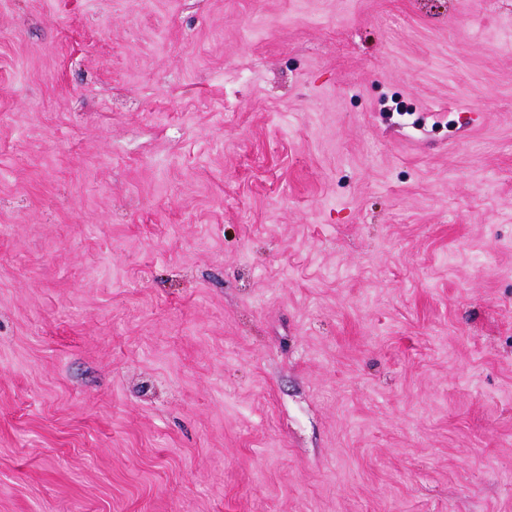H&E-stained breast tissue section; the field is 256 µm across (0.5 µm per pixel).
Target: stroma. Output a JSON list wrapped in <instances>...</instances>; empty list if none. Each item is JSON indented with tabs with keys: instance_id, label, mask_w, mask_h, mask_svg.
Returning a JSON list of instances; mask_svg holds the SVG:
<instances>
[{
	"instance_id": "obj_1",
	"label": "stroma",
	"mask_w": 512,
	"mask_h": 512,
	"mask_svg": "<svg viewBox=\"0 0 512 512\" xmlns=\"http://www.w3.org/2000/svg\"><path fill=\"white\" fill-rule=\"evenodd\" d=\"M0 512H512V0H0Z\"/></svg>"
}]
</instances>
